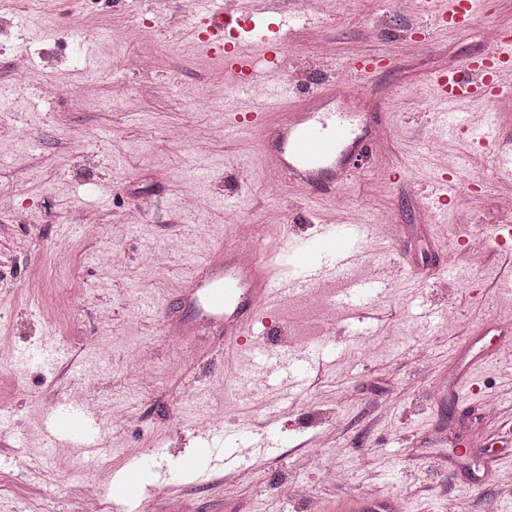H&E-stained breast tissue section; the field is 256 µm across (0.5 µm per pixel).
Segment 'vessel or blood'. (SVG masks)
Returning a JSON list of instances; mask_svg holds the SVG:
<instances>
[{
	"mask_svg": "<svg viewBox=\"0 0 512 512\" xmlns=\"http://www.w3.org/2000/svg\"><path fill=\"white\" fill-rule=\"evenodd\" d=\"M194 37L200 49L222 59L224 71L233 81L224 101L226 110L237 113L255 132L271 172L287 176L308 195L327 194L337 199L339 190L351 179L358 162L376 141L374 126L363 113L349 111L345 100L353 98L363 82L380 69L381 60L347 57L339 68L345 74L340 84L328 91L306 90L289 83L279 66L288 35L305 24L301 13L282 9V0H250V6L237 24L252 31L264 22L266 31L256 34L257 53H249L241 41L225 42L224 0H207ZM480 0H455L443 6L441 0H426L430 13L444 28L459 29L472 23ZM264 59L270 71L265 96L253 90L254 66ZM433 100L459 112L460 121L441 123L444 138L457 141L461 149L480 146L494 152L495 181L512 193V147L498 148V136L486 119L489 105L499 97L512 94V35L501 34L485 57L463 59L448 71L430 79ZM458 171L449 167L438 175L434 196L439 205L455 201ZM376 227L349 220L322 225L316 237L284 236L269 241L265 249H251L242 258L240 249L219 246L213 249L183 288L172 308L166 312L163 329L184 341L209 337L216 357L223 358L247 351L256 362L272 360L269 343L248 344L256 323H268L269 306L304 295L329 280L348 278L341 303L344 319H351L367 306L368 297L386 287L387 278L376 275L351 278L362 267L370 252ZM317 348L301 350L288 363V380L302 383L309 370L319 363ZM211 428L196 429L203 446L181 461L172 471L162 473L168 487H177L183 474L212 478L218 466L265 452L272 441L268 423H248L219 439H212ZM106 426L96 412L78 401H55L45 414V435L49 439H67L82 455H98L104 450ZM154 454L138 457L123 473L119 486L133 497H144L140 482L143 470L152 468Z\"/></svg>",
	"mask_w": 512,
	"mask_h": 512,
	"instance_id": "vessel-or-blood-1",
	"label": "vessel or blood"
}]
</instances>
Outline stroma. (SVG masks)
Masks as SVG:
<instances>
[{
  "label": "stroma",
  "instance_id": "obj_1",
  "mask_svg": "<svg viewBox=\"0 0 512 512\" xmlns=\"http://www.w3.org/2000/svg\"><path fill=\"white\" fill-rule=\"evenodd\" d=\"M416 0H285L311 13L285 59L292 82L329 86L322 57L382 58L362 104L384 139L342 190L336 208L273 180L252 132L224 110V64L189 36L183 0H0V512H84L81 482L40 431L54 399L75 397L110 422L92 462L103 512H140L118 499L116 475L150 449L171 467L192 453L197 412L225 431L278 418L284 448L253 459L231 483L152 484L156 512H334L349 494L391 501L398 512H512V300L486 305L503 268L493 242L467 251L466 284L448 275V243L498 223L494 162L477 153L460 227L430 208L431 177L451 146L434 149L425 91L449 58L486 54L490 30H512V0H485L465 29H444ZM40 74L28 84L14 67ZM382 218L373 248L389 288L346 334L318 297L281 304L267 335L281 357L291 336L325 341L323 367L287 389L239 362L248 391L226 388L207 346L179 349L149 308L173 298L198 264L240 235H308L351 215ZM401 228L390 241L386 225ZM169 249L164 265L145 252ZM69 254L66 275L52 271ZM42 278L37 291L27 284ZM455 318H448V310ZM148 370L141 379L129 366ZM448 398L434 400L433 372ZM100 389L89 395L87 377ZM195 399L182 402L185 385ZM318 466L306 463L308 450ZM347 470L348 486L324 482Z\"/></svg>",
  "mask_w": 512,
  "mask_h": 512
}]
</instances>
